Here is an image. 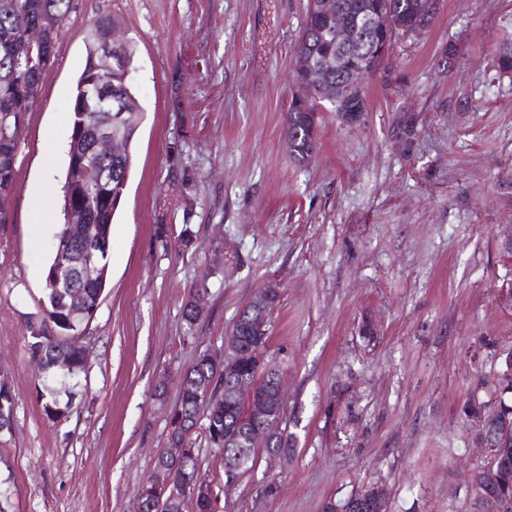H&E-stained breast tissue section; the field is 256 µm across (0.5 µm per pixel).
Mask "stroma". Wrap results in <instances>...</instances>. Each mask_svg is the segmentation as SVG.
Returning <instances> with one entry per match:
<instances>
[{"instance_id": "stroma-1", "label": "stroma", "mask_w": 512, "mask_h": 512, "mask_svg": "<svg viewBox=\"0 0 512 512\" xmlns=\"http://www.w3.org/2000/svg\"><path fill=\"white\" fill-rule=\"evenodd\" d=\"M306 0H72L26 116L0 224V512H136L169 433L178 376L224 350L238 310L280 287L266 357L286 382L288 457L260 454L224 512H322L372 486L387 512H474L483 462L463 413L512 351V78L493 66L512 0H440L364 82L361 121L321 112L295 164L284 135ZM123 20L144 109L108 280L80 338L88 373L49 420L28 320L40 313L61 220L86 31ZM454 46L446 57V46ZM411 123L414 133L401 132ZM191 227V238L180 231ZM205 283L195 326L182 318ZM372 323L373 335L362 332Z\"/></svg>"}]
</instances>
